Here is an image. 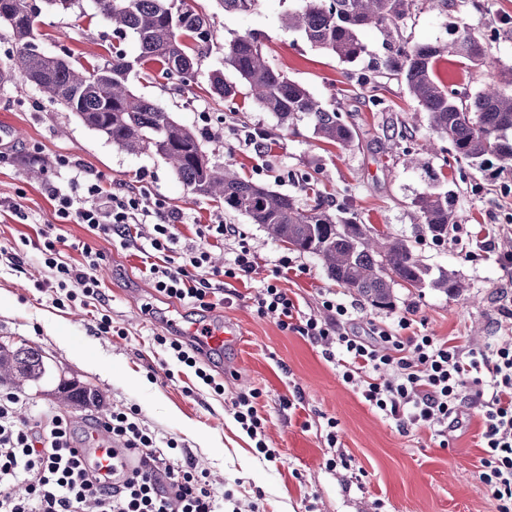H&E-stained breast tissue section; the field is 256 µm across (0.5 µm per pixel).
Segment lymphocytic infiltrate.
<instances>
[{
  "label": "lymphocytic infiltrate",
  "instance_id": "obj_1",
  "mask_svg": "<svg viewBox=\"0 0 512 512\" xmlns=\"http://www.w3.org/2000/svg\"><path fill=\"white\" fill-rule=\"evenodd\" d=\"M74 179L86 203L75 206L72 196L52 188L60 218L118 237L124 245L133 241L137 224L151 219L150 247L166 261L151 264L149 272L156 291L168 298L207 308L231 283L256 273V256L243 242L223 268L210 264L211 246L237 240L234 225H199L200 246L174 260V226L182 222L181 213L136 189L105 190L102 176L86 170ZM43 254L52 275L38 283V290L62 291L70 302L79 297L104 302L95 275L101 252L83 246V261L74 266L58 259L48 239ZM75 284L80 287L76 293L71 290ZM253 304L258 314L277 315L283 330L321 344L324 358L370 406L400 428H428L440 447L448 445V429L457 423L462 401L471 399L483 423L479 479L497 512H512L511 346L473 351L448 339L414 335L409 317L361 333L350 307L337 298L324 297L325 315L319 318L303 313L286 289L274 284L265 286ZM29 402L19 391L0 389V512H243L231 493H218L210 485L187 448L146 427L137 408H110L90 424L92 431L107 435L116 452L136 458L137 468L120 476L101 474L97 465L83 462L81 440L65 412L48 408L28 419L21 409Z\"/></svg>",
  "mask_w": 512,
  "mask_h": 512
}]
</instances>
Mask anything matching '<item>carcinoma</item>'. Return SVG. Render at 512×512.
<instances>
[{"label": "carcinoma", "mask_w": 512, "mask_h": 512, "mask_svg": "<svg viewBox=\"0 0 512 512\" xmlns=\"http://www.w3.org/2000/svg\"><path fill=\"white\" fill-rule=\"evenodd\" d=\"M224 11L248 13L257 0H219ZM98 13L118 31H130L139 54L121 51L101 64L75 67L37 49L41 12L37 0H0V24L12 34L16 52L0 80L17 75L36 87L53 104L72 113L83 124L129 153L153 152L169 161L175 174L195 195L224 201V207L247 215L274 240L310 254L322 262L328 276L368 305L393 306V286H431L458 296L462 283L451 273L432 276L403 239L375 234L367 239L366 225L354 216H339L325 207L320 192L314 204L301 208L296 201L255 184L229 165L206 159L202 138L176 121L159 105L137 95L131 73L153 63L168 76L192 77L195 58L212 38L208 16L181 7L177 0H94ZM415 0H301L288 14L286 26L298 31L312 46L347 63L367 55L361 35L375 28L383 36L385 53L376 62L405 82L409 93L430 117L432 130L448 139L453 159L482 165L494 156L512 163V77L506 85L490 83L466 102L437 75L440 62L453 58L468 70L493 65L485 40L464 26L445 41L411 44L401 37ZM224 64L249 86L251 95L282 126L307 118L316 137L341 148L353 144L358 133L336 108L329 109L301 84L271 67L251 34L224 45ZM416 207L431 237L441 241L455 224L453 194L429 191ZM48 366L36 349L0 345V381L16 384L44 379Z\"/></svg>", "instance_id": "cac0c4a2"}]
</instances>
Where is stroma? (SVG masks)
Returning <instances> with one entry per match:
<instances>
[{
    "instance_id": "obj_1",
    "label": "stroma",
    "mask_w": 512,
    "mask_h": 512,
    "mask_svg": "<svg viewBox=\"0 0 512 512\" xmlns=\"http://www.w3.org/2000/svg\"><path fill=\"white\" fill-rule=\"evenodd\" d=\"M446 8L432 0H416L402 29L412 43L448 38L464 24L482 35L494 63L464 71L453 61L437 68L442 81L467 98L491 81H505L512 67V0H449ZM207 15L213 40L202 53L191 80L161 78L156 70L131 74L132 89L171 112L196 131L221 126L224 118L237 125L260 127L271 134L270 159L258 158L243 140L205 136L213 162L230 164L252 181L307 204L303 175L318 178L330 212L344 210L376 232L403 238L432 271L453 273L465 285L451 297L432 287L394 288V305L375 309L328 277L322 263L271 239L245 214L225 210L223 202L192 195L164 158L153 153H128L90 129L74 115L54 109L39 90L19 79L0 83V126L15 128L18 140L0 160V344L25 343L38 349L51 375L23 385L35 405H55L75 419L104 415L107 405L136 406L146 425L159 436L185 444L215 489L257 512H496V504L478 479L482 422L474 405H465L461 423L440 447L427 428L401 431L396 422L369 406L342 380L339 368L324 359L319 344L282 330L273 315L261 316L251 299L264 284L287 289L304 313L322 315L321 301L333 293L354 308L361 327L413 318L416 333L442 339L458 337L476 350L512 337V165L489 158L482 168L449 163L447 140L428 155L426 167L406 165L402 151L433 137L429 117L410 96L404 82L377 80V90L363 87L367 60L345 63L311 47L284 25L299 0H259L251 12L227 13L217 0H184ZM40 50L67 56L73 65L110 58L113 50L136 56L133 34L115 32L98 16L93 0H77L61 14L44 9L40 18ZM253 34L267 61L288 78L304 85L324 106L339 109L358 133L341 149L321 142L308 120L294 127L279 125L262 111L248 86L224 63V45ZM235 85L232 98L213 94L214 76ZM382 100L373 106L372 97ZM73 165L100 173L107 189L135 188L162 198L184 219L175 232L178 249L199 245L198 225L223 218L236 225L258 258L251 281L237 283V297L208 310L183 307V319L209 316L233 328L240 341L225 347L223 363L202 365L223 394L202 385L192 369L173 361L154 343L171 336L172 299L155 290L141 244L123 245L95 235L86 225L58 218L50 186L75 191ZM452 191L456 228L446 240L434 242L421 224L416 199L427 191ZM54 225L62 260L82 261L90 245L104 255L96 270L104 302L56 305L37 290L48 278L41 250L43 225ZM290 258L293 269L281 268ZM108 313L118 335H95L99 313ZM73 382L97 391L101 403L65 400L59 382ZM258 390L257 409L264 419L265 440L275 459L264 458L235 421L232 401ZM293 400L285 409L284 400ZM337 423V444L326 440V422ZM343 455L346 466L328 467L327 459Z\"/></svg>"
}]
</instances>
